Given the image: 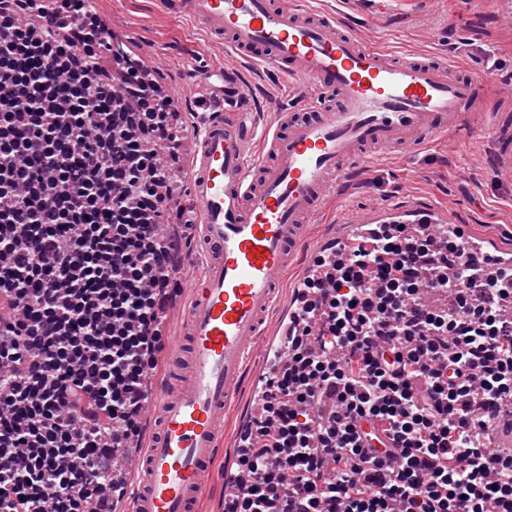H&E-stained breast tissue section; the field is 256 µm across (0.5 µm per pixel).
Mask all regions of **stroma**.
I'll return each mask as SVG.
<instances>
[{
	"mask_svg": "<svg viewBox=\"0 0 512 512\" xmlns=\"http://www.w3.org/2000/svg\"><path fill=\"white\" fill-rule=\"evenodd\" d=\"M506 0H390L389 11L371 23L355 21V33L410 58L439 57L460 75L482 80L485 107L512 117V97L501 92L512 82V22L501 14ZM91 7L112 26L113 47L141 60L170 93L178 110V138L195 136L202 115L224 108L217 81L226 66L245 87V111L259 126L277 128L281 103L292 112L303 106L293 99L288 76L265 64L240 58L222 40L211 37L187 18L171 16L160 0H92ZM495 143L486 129L450 133L447 142L416 151L390 150L361 166L359 178L341 197L329 198L307 227L308 249L299 268L314 263L323 238L366 224L393 207L423 206L445 214L475 239L495 238L512 254V169L491 172ZM207 259L196 255L181 270L180 291L169 303L167 336L181 333L180 311L190 300L193 281ZM255 413V398L243 392L226 412L224 447L198 503L199 512H224V465L237 455L243 426Z\"/></svg>",
	"mask_w": 512,
	"mask_h": 512,
	"instance_id": "obj_1",
	"label": "stroma"
}]
</instances>
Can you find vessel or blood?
<instances>
[{
  "label": "vessel or blood",
  "mask_w": 512,
  "mask_h": 512,
  "mask_svg": "<svg viewBox=\"0 0 512 512\" xmlns=\"http://www.w3.org/2000/svg\"><path fill=\"white\" fill-rule=\"evenodd\" d=\"M163 6L293 78L311 114L284 112L280 128L258 132L251 113L238 109L245 88L231 80L224 95L234 109L211 113L196 137L190 245L208 262L183 316L186 337L170 345L174 381L152 397L153 431L131 512H195L224 439V412L240 397L248 363L271 354L266 321L325 198L344 192L369 151L419 149L449 130H471L468 113L482 87L444 61L370 44L344 18L301 0ZM258 139L266 156L253 164Z\"/></svg>",
  "instance_id": "b4317fda"
}]
</instances>
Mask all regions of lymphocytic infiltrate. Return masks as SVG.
Returning a JSON list of instances; mask_svg holds the SVG:
<instances>
[{"label":"lymphocytic infiltrate","mask_w":512,"mask_h":512,"mask_svg":"<svg viewBox=\"0 0 512 512\" xmlns=\"http://www.w3.org/2000/svg\"><path fill=\"white\" fill-rule=\"evenodd\" d=\"M85 0H0V512H112L178 291L173 100ZM449 225L318 258L225 512H512V266Z\"/></svg>","instance_id":"f902f5d3"}]
</instances>
